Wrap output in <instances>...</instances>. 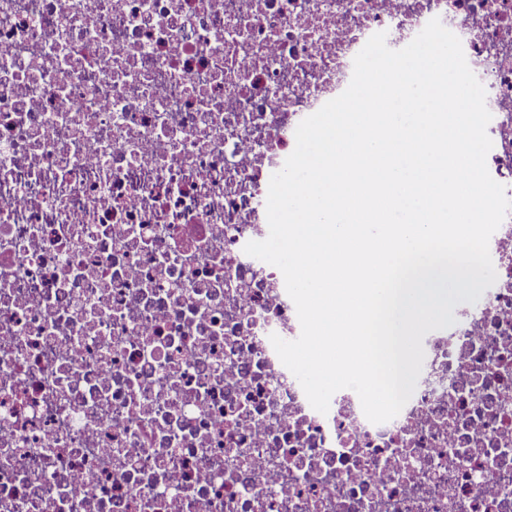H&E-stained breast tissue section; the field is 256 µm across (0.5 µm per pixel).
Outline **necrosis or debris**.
Segmentation results:
<instances>
[{
  "label": "necrosis or debris",
  "instance_id": "obj_1",
  "mask_svg": "<svg viewBox=\"0 0 512 512\" xmlns=\"http://www.w3.org/2000/svg\"><path fill=\"white\" fill-rule=\"evenodd\" d=\"M435 17L512 200V0H0V512H512V211L381 424L311 407L244 251L298 124Z\"/></svg>",
  "mask_w": 512,
  "mask_h": 512
}]
</instances>
